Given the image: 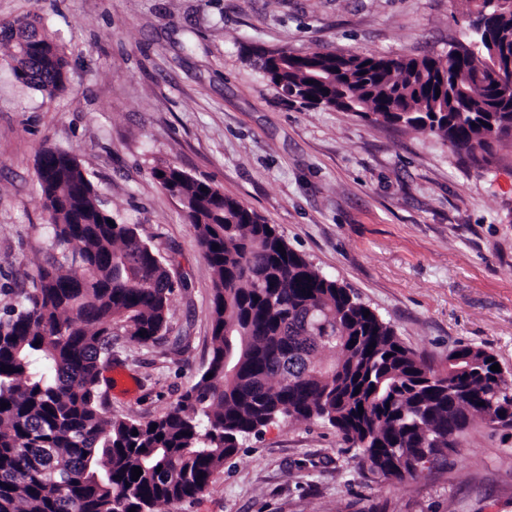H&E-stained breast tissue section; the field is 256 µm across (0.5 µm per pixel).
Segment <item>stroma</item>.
Instances as JSON below:
<instances>
[{
	"label": "stroma",
	"mask_w": 512,
	"mask_h": 512,
	"mask_svg": "<svg viewBox=\"0 0 512 512\" xmlns=\"http://www.w3.org/2000/svg\"><path fill=\"white\" fill-rule=\"evenodd\" d=\"M0 21L40 22L68 63L50 97L17 81L0 47V310L43 259L46 147L76 155L182 283L164 339L142 345L113 324L109 414H165L210 358L213 272L152 175L163 163L275 225L435 369L470 344L512 374V146L465 162L437 137L290 102L246 56L442 55L468 26L464 0H0ZM159 512H512V429L474 424L446 465L397 482L322 421L280 419Z\"/></svg>",
	"instance_id": "stroma-1"
}]
</instances>
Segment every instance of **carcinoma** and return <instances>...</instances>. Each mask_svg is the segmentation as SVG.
<instances>
[{"label": "carcinoma", "mask_w": 512, "mask_h": 512, "mask_svg": "<svg viewBox=\"0 0 512 512\" xmlns=\"http://www.w3.org/2000/svg\"><path fill=\"white\" fill-rule=\"evenodd\" d=\"M490 12L476 52L459 43L420 58L253 53L302 106L484 158L512 142V0ZM0 42L13 48L19 82L48 95L65 88L67 63L35 24L0 23ZM153 175L182 201L214 273L207 368L152 421L106 414L100 370L112 323L139 344L164 336L174 281L135 225H109L76 157L43 149L48 256L33 289L0 313V366L11 368L0 369V512H156L203 492L243 439L278 419L328 422L371 473L397 481L416 477L425 458L446 463L476 420L512 428V379L490 370L493 352L459 345L438 374L243 202L172 164ZM77 277L83 287H63Z\"/></svg>", "instance_id": "carcinoma-1"}]
</instances>
